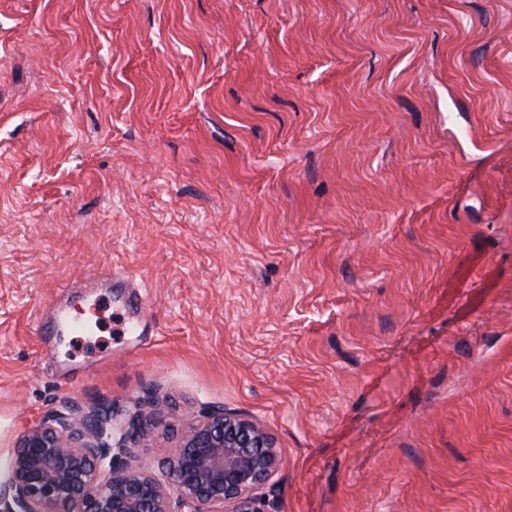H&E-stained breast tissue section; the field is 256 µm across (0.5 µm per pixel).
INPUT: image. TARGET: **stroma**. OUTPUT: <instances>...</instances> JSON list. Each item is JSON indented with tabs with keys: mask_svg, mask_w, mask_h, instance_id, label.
Listing matches in <instances>:
<instances>
[{
	"mask_svg": "<svg viewBox=\"0 0 512 512\" xmlns=\"http://www.w3.org/2000/svg\"><path fill=\"white\" fill-rule=\"evenodd\" d=\"M93 334L44 343L63 285ZM227 409L261 512H512V0H0V481L73 404ZM64 288H128L129 316L125 323L127 332L131 329L137 331L142 318L149 314V302L145 289L120 267H104L99 272L88 275L80 283L67 285Z\"/></svg>",
	"mask_w": 512,
	"mask_h": 512,
	"instance_id": "obj_1",
	"label": "stroma"
}]
</instances>
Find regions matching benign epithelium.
Here are the masks:
<instances>
[{
  "label": "benign epithelium",
  "mask_w": 512,
  "mask_h": 512,
  "mask_svg": "<svg viewBox=\"0 0 512 512\" xmlns=\"http://www.w3.org/2000/svg\"><path fill=\"white\" fill-rule=\"evenodd\" d=\"M153 414L140 402L120 421L112 406L73 405L16 440L0 512H260L253 492L278 470L273 438L255 422L212 412L159 462L161 476L116 463L114 428L141 438Z\"/></svg>",
  "instance_id": "obj_1"
}]
</instances>
